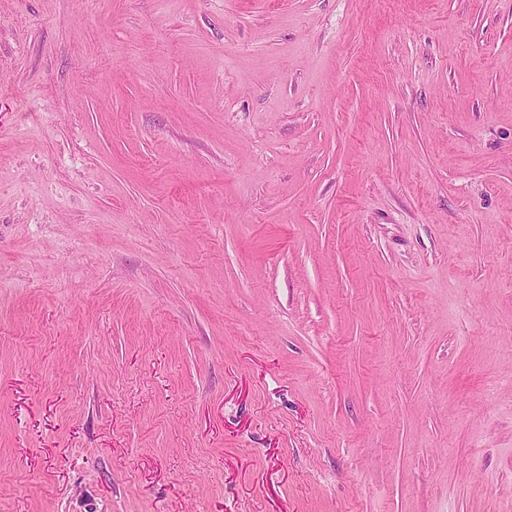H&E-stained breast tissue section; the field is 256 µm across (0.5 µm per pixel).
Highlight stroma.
<instances>
[{
  "instance_id": "35a3bbf8",
  "label": "stroma",
  "mask_w": 512,
  "mask_h": 512,
  "mask_svg": "<svg viewBox=\"0 0 512 512\" xmlns=\"http://www.w3.org/2000/svg\"><path fill=\"white\" fill-rule=\"evenodd\" d=\"M0 512H512V0H0Z\"/></svg>"
}]
</instances>
